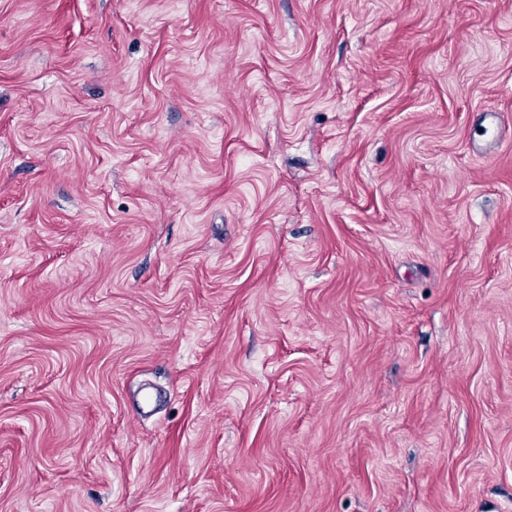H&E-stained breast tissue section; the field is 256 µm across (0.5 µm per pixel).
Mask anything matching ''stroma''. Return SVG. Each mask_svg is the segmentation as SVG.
<instances>
[{"mask_svg": "<svg viewBox=\"0 0 512 512\" xmlns=\"http://www.w3.org/2000/svg\"><path fill=\"white\" fill-rule=\"evenodd\" d=\"M0 512H512V0H0Z\"/></svg>", "mask_w": 512, "mask_h": 512, "instance_id": "1", "label": "stroma"}]
</instances>
